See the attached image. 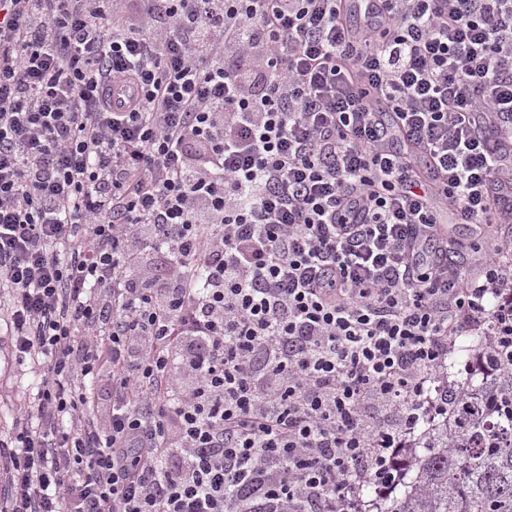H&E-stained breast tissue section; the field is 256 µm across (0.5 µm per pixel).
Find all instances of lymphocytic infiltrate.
<instances>
[{
	"label": "lymphocytic infiltrate",
	"mask_w": 512,
	"mask_h": 512,
	"mask_svg": "<svg viewBox=\"0 0 512 512\" xmlns=\"http://www.w3.org/2000/svg\"><path fill=\"white\" fill-rule=\"evenodd\" d=\"M445 208L512 220V0H0V512H358L512 352ZM35 375L27 362L18 365L8 336L0 335V433L10 431L17 409L34 393Z\"/></svg>",
	"instance_id": "lymphocytic-infiltrate-1"
}]
</instances>
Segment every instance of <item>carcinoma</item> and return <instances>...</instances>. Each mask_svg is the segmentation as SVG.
<instances>
[{
  "label": "carcinoma",
  "mask_w": 512,
  "mask_h": 512,
  "mask_svg": "<svg viewBox=\"0 0 512 512\" xmlns=\"http://www.w3.org/2000/svg\"><path fill=\"white\" fill-rule=\"evenodd\" d=\"M468 396L396 462L399 494L383 512H512V370L473 336Z\"/></svg>",
  "instance_id": "obj_1"
}]
</instances>
